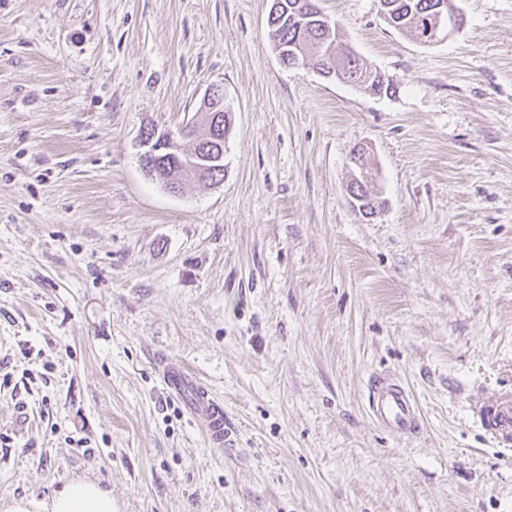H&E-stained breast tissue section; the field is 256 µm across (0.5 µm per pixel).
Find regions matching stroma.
I'll use <instances>...</instances> for the list:
<instances>
[{
	"instance_id": "35a3bbf8",
	"label": "stroma",
	"mask_w": 512,
	"mask_h": 512,
	"mask_svg": "<svg viewBox=\"0 0 512 512\" xmlns=\"http://www.w3.org/2000/svg\"><path fill=\"white\" fill-rule=\"evenodd\" d=\"M453 3L424 46L380 0H317L396 82L379 97L285 67L270 0H0V512L76 479L113 512H512V443L471 412L512 388V0ZM213 85L224 180L170 193L140 133ZM159 356L223 400L233 448ZM381 372L420 436L372 419ZM354 163V162H353ZM355 164V163H354ZM355 166L360 171V176L358 177L360 179V182H356V192L357 196L359 198V201H355L350 196V192H352V186L355 184V179H352L348 185H347V193L351 197L353 201H355L356 205L358 206V209L360 212H362L365 215H373L375 212V209H378L381 201L379 197L377 196V193L374 190L373 181L368 182V176L366 172V164L363 160L361 162V166H358L355 164ZM365 168V176L361 177V172ZM361 208H364V211H361ZM165 392L182 400L191 418L203 421L205 442L220 454L231 448L229 431L224 422V403L184 367L163 357L156 361Z\"/></svg>"
}]
</instances>
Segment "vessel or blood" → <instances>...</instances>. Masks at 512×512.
I'll return each instance as SVG.
<instances>
[{
  "instance_id": "obj_1",
  "label": "vessel or blood",
  "mask_w": 512,
  "mask_h": 512,
  "mask_svg": "<svg viewBox=\"0 0 512 512\" xmlns=\"http://www.w3.org/2000/svg\"><path fill=\"white\" fill-rule=\"evenodd\" d=\"M165 392L182 400L192 419L203 421L205 442L216 451L229 447V431L224 422V404L209 388L184 367L165 358L156 361ZM369 411L383 429L398 435L421 430L416 401L401 385L377 376L369 383ZM473 411L480 426L494 436L512 439V393L478 401Z\"/></svg>"
}]
</instances>
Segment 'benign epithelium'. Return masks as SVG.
I'll list each match as a JSON object with an SVG mask.
<instances>
[{
  "label": "benign epithelium",
  "mask_w": 512,
  "mask_h": 512,
  "mask_svg": "<svg viewBox=\"0 0 512 512\" xmlns=\"http://www.w3.org/2000/svg\"><path fill=\"white\" fill-rule=\"evenodd\" d=\"M458 28L455 11H449L444 5H439L434 17V27L430 30L433 34L432 40L443 41ZM221 96L223 89L220 86L209 87L203 95L202 109L178 131L163 129L158 136L139 139L140 167L149 178L160 183L169 192H178L182 182L186 180L200 178L206 173L208 163L221 162L219 158L209 160L198 152L185 149L183 145L192 127L204 124L213 128L218 122L224 121V118L216 114L217 108L210 106L211 101Z\"/></svg>",
  "instance_id": "obj_1"
}]
</instances>
